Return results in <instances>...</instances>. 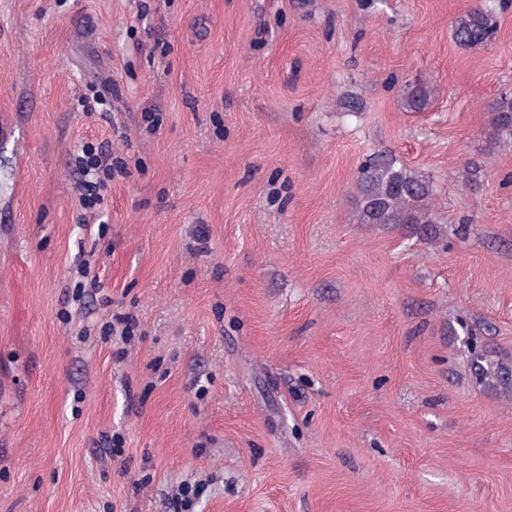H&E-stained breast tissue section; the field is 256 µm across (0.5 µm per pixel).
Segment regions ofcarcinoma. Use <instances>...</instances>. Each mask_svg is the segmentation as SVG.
Returning a JSON list of instances; mask_svg holds the SVG:
<instances>
[{
    "label": "carcinoma",
    "mask_w": 512,
    "mask_h": 512,
    "mask_svg": "<svg viewBox=\"0 0 512 512\" xmlns=\"http://www.w3.org/2000/svg\"><path fill=\"white\" fill-rule=\"evenodd\" d=\"M494 0L480 3L455 18L451 26L454 41L464 49L486 48L496 37ZM431 98L425 83L407 86L402 105L407 111L424 110ZM498 135L512 144V93L501 94L493 104ZM361 196L359 222L406 226L432 240L440 234L432 218L437 197L434 180L413 171L389 153L368 156L357 180ZM469 367L476 382L486 389L512 396V362L486 346L467 341Z\"/></svg>",
    "instance_id": "cac0c4a2"
}]
</instances>
